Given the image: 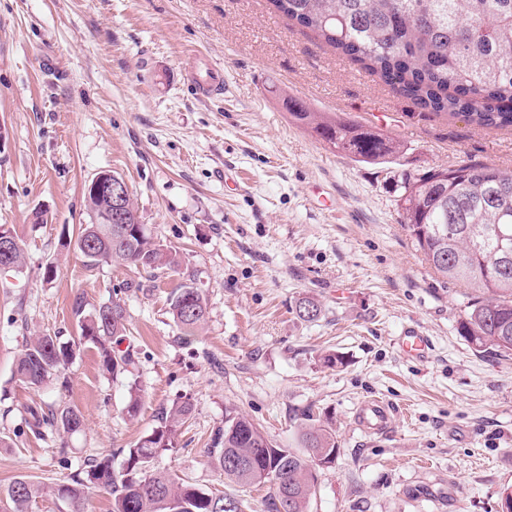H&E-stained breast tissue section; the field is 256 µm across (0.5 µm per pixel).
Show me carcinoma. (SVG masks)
<instances>
[{
  "instance_id": "1",
  "label": "carcinoma",
  "mask_w": 512,
  "mask_h": 512,
  "mask_svg": "<svg viewBox=\"0 0 512 512\" xmlns=\"http://www.w3.org/2000/svg\"><path fill=\"white\" fill-rule=\"evenodd\" d=\"M274 11L314 32L339 55L411 100L418 108L489 128L512 126V0H269ZM295 122L311 129L337 152L367 164H385L401 144L334 112H313L298 101L289 105ZM91 223L81 228L80 252L91 267L117 263L151 273L175 270L177 253L157 241L130 205L125 223L105 221L107 201L92 187L85 192ZM403 224L435 274L477 288L467 306L460 335L480 353H512V168L465 164L406 173L399 199ZM94 306L74 294L71 313L79 342L42 334L25 340L15 360V376L38 388L50 377L66 384V368L81 344L97 349L103 374L118 379L134 364L129 350L115 342L126 335L129 314L122 296ZM298 316L314 321L321 309L299 301ZM183 335L205 323L208 302L202 291L183 283L169 304ZM143 393L128 382L125 411L136 418ZM212 438L208 455L224 479L241 487L270 484L268 512H280L288 494L290 512H310L316 495V469L329 468L339 452L336 432L306 412L298 425L305 452L277 448L248 416L234 407ZM192 405L181 401L160 413L152 433L123 451L120 467L112 456L91 459L69 480L52 488L75 508L94 493L111 497L112 512H245L244 500L222 491H205L154 468L155 457L178 445ZM24 423L35 437L47 429L75 434L83 427L76 409L47 405L27 408ZM43 487L18 478L6 492L12 512H27Z\"/></svg>"
}]
</instances>
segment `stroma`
Returning <instances> with one entry per match:
<instances>
[{
  "instance_id": "obj_1",
  "label": "stroma",
  "mask_w": 512,
  "mask_h": 512,
  "mask_svg": "<svg viewBox=\"0 0 512 512\" xmlns=\"http://www.w3.org/2000/svg\"><path fill=\"white\" fill-rule=\"evenodd\" d=\"M205 78L221 93L198 95ZM287 96L364 126L386 113L378 129L403 148L387 164L356 162L297 124ZM465 163L512 167V129L417 108L268 0H0V225L26 255L0 270V512L15 478L52 485L104 454L121 464L177 399L193 414L156 467L241 496L245 512H267L269 486L225 483L207 456L229 406L279 448L297 447L305 411L333 427L340 454L318 471L311 512H501L512 354L459 335L475 291L433 273L398 206L403 174ZM102 171L125 179L178 272L86 265L84 191ZM39 209L47 223H34ZM186 281L209 304L188 341L168 304ZM122 287L137 418L124 412L127 380L105 377L89 344L67 387L17 380L25 337H77L72 296L98 305ZM304 297L317 320L297 315ZM409 327L430 337L427 359L400 351ZM329 352L345 365L325 367ZM372 399L394 410L387 433L354 424ZM41 403L76 408L81 432L29 435L24 410Z\"/></svg>"
}]
</instances>
